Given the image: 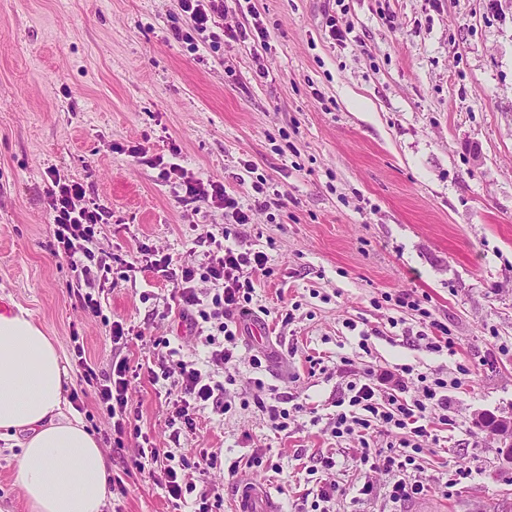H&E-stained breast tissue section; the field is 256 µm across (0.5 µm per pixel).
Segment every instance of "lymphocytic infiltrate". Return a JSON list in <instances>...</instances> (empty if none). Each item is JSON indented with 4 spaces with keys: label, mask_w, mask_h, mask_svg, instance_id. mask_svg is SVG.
<instances>
[{
    "label": "lymphocytic infiltrate",
    "mask_w": 512,
    "mask_h": 512,
    "mask_svg": "<svg viewBox=\"0 0 512 512\" xmlns=\"http://www.w3.org/2000/svg\"><path fill=\"white\" fill-rule=\"evenodd\" d=\"M182 11L190 20L189 30L197 35L208 36L217 41L224 36L240 40L244 31L225 29L223 34L211 32L210 26L216 16L224 12V0H179ZM162 180L179 187L189 201H207L223 208L233 224L221 230L217 242L206 263L199 267H184L181 270L179 300L190 322L194 335L204 337L211 345L210 361L215 365L231 364L235 358V347L240 332V323L252 316L251 302L255 285L254 274L269 276L268 257L261 251L243 252L232 242L235 226L249 223V214L240 206L237 198L230 195L223 184L217 181L204 182L188 176L178 164L162 167ZM83 184L54 178L50 192V233L56 243L55 253L61 256L74 274L76 286L91 282L89 262L93 257L94 225L103 223L105 212L100 206L87 204ZM213 281L212 296L200 298L194 287L196 278ZM130 371L128 362L115 364L116 374L111 384H101L94 366L83 364L81 378L90 387L97 388L100 401L105 404L110 416L115 419L114 430L124 435L130 425L127 415ZM164 377H177L180 395L174 401V411L185 427H192V412L205 402L222 403L224 384L217 381L211 371L202 369L195 361L174 360L171 367L163 369ZM449 382L443 378L423 384L418 398L406 400L396 395L380 398L375 387L358 378L349 384L350 396L346 407L336 414V436H348L363 440L365 432L374 427L401 431L398 446L388 452L363 450L361 463L376 472L391 474L393 478L391 498L393 502L408 500L424 491L423 484L410 478L409 466L415 465L421 453V443L430 436L433 423L448 424L446 415Z\"/></svg>",
    "instance_id": "f902f5d3"
}]
</instances>
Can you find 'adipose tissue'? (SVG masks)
I'll list each match as a JSON object with an SVG mask.
<instances>
[{
	"label": "adipose tissue",
	"mask_w": 512,
	"mask_h": 512,
	"mask_svg": "<svg viewBox=\"0 0 512 512\" xmlns=\"http://www.w3.org/2000/svg\"><path fill=\"white\" fill-rule=\"evenodd\" d=\"M67 376L29 312L0 305V440L18 448L28 512H106L111 496L103 450L63 397Z\"/></svg>",
	"instance_id": "1"
}]
</instances>
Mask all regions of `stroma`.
Wrapping results in <instances>:
<instances>
[{
	"label": "stroma",
	"mask_w": 512,
	"mask_h": 512,
	"mask_svg": "<svg viewBox=\"0 0 512 512\" xmlns=\"http://www.w3.org/2000/svg\"><path fill=\"white\" fill-rule=\"evenodd\" d=\"M224 6L219 27L260 26L266 39L176 38L189 25L179 0H0V303L28 310L55 340L65 393L80 387V359L104 377L116 361L141 365L128 387L140 436H116L95 393L75 404L110 474L144 438L178 458L221 460L182 471L179 502L147 463L107 512H198L215 488L234 512L246 480L279 512H312L330 484L341 490L335 512H409L392 501L391 476L360 463L358 441L333 434L354 374L404 365L415 371L401 392L409 400L418 375L460 381L449 425L423 443V500L434 512H512V460L478 423L512 419V0ZM331 20L348 29L344 43L330 38ZM174 145L190 175L235 195L251 217L237 243L266 253L272 270L257 276L251 303L266 336L245 335L235 362L214 370L231 409L205 404L181 433L173 385L152 374L168 349L208 355L174 294L227 218L160 178L154 161ZM57 175L107 214L92 245L113 268L92 290L97 317L53 254ZM162 257L164 270L153 265ZM132 259L136 269L116 275ZM402 293L447 324L452 350L428 348L421 317L393 301ZM114 321L131 329L125 342L113 343ZM270 406L288 410L285 430L272 429ZM460 468L471 477L448 487Z\"/></svg>",
	"instance_id": "35a3bbf8"
}]
</instances>
